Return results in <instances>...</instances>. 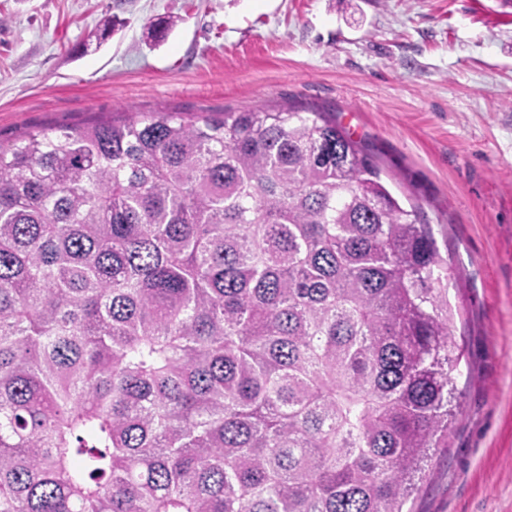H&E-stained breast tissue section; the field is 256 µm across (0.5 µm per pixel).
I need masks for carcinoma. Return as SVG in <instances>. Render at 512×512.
<instances>
[{"instance_id": "1", "label": "carcinoma", "mask_w": 512, "mask_h": 512, "mask_svg": "<svg viewBox=\"0 0 512 512\" xmlns=\"http://www.w3.org/2000/svg\"><path fill=\"white\" fill-rule=\"evenodd\" d=\"M416 208L321 112L0 148V512H404L462 353Z\"/></svg>"}]
</instances>
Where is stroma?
<instances>
[{
	"instance_id": "35a3bbf8",
	"label": "stroma",
	"mask_w": 512,
	"mask_h": 512,
	"mask_svg": "<svg viewBox=\"0 0 512 512\" xmlns=\"http://www.w3.org/2000/svg\"><path fill=\"white\" fill-rule=\"evenodd\" d=\"M121 25L105 43L97 34ZM331 113L448 265L460 407L413 512H512V9L500 0H0V144L130 112Z\"/></svg>"
}]
</instances>
